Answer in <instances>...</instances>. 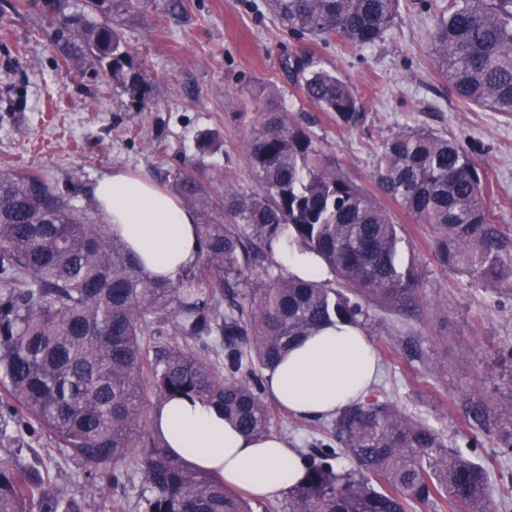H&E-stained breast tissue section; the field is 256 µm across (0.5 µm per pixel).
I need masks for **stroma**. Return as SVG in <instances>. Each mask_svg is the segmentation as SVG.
I'll use <instances>...</instances> for the list:
<instances>
[{"mask_svg":"<svg viewBox=\"0 0 512 512\" xmlns=\"http://www.w3.org/2000/svg\"><path fill=\"white\" fill-rule=\"evenodd\" d=\"M445 2L404 0L384 41L355 49L285 34L265 0H124L117 27L154 89L152 109L135 112L108 78L61 66L41 0H28L17 14L0 0V172L41 169L52 186L74 190L75 205L89 213L97 179L112 169L167 187L169 171L188 165L208 192L189 202L199 213L225 182L249 189L239 148L249 132L242 115L272 96L371 193L377 158L392 134L410 128L447 134L480 166L492 220L512 238V116L458 102L435 73L430 36ZM309 53L361 98L356 126L341 127L332 114L302 105L285 60ZM205 133L215 139L213 152L197 148ZM394 218L414 247L421 296L407 315L369 304L372 322L364 331L382 364L373 391L435 426L451 447L476 442L477 457L491 466L494 492L511 489L512 453L500 445L512 425L500 407L512 402V361L502 356L512 347V291L444 265L428 226L399 210ZM477 405L478 421L470 417ZM328 424L276 407L270 428L305 453L326 440ZM16 438L23 461L49 469L57 489L83 501L84 512H106L80 461L50 433L21 426Z\"/></svg>","mask_w":512,"mask_h":512,"instance_id":"obj_1","label":"stroma"}]
</instances>
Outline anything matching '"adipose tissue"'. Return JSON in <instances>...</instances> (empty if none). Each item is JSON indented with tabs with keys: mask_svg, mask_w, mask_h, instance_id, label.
Returning a JSON list of instances; mask_svg holds the SVG:
<instances>
[{
	"mask_svg": "<svg viewBox=\"0 0 512 512\" xmlns=\"http://www.w3.org/2000/svg\"><path fill=\"white\" fill-rule=\"evenodd\" d=\"M93 203L151 276L173 282L195 264V214L152 179L112 170L98 180ZM378 371L363 329L336 323L293 345L266 373L265 390L290 412L327 415L364 400ZM151 421L171 456L223 480L226 490L264 500L306 481V465L286 438L246 436L201 398L177 396L158 403Z\"/></svg>",
	"mask_w": 512,
	"mask_h": 512,
	"instance_id": "obj_1",
	"label": "adipose tissue"
}]
</instances>
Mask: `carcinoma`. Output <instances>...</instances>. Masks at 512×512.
I'll return each mask as SVG.
<instances>
[{"instance_id":"obj_1","label":"carcinoma","mask_w":512,"mask_h":512,"mask_svg":"<svg viewBox=\"0 0 512 512\" xmlns=\"http://www.w3.org/2000/svg\"><path fill=\"white\" fill-rule=\"evenodd\" d=\"M63 63L92 59L134 111L151 100L111 19L115 0H83L100 20L66 13L64 0H43ZM301 39H336L361 48L384 40L401 0H268ZM431 56L461 102L512 114V0H448ZM302 99L352 127L361 98L313 58L288 64ZM243 152L252 188L224 187L212 210L224 220L197 225L200 255L175 282L148 276L125 242L100 219L53 188L38 169L0 173V512H82L55 490L48 470L21 460L14 426L22 419L53 434L79 458L88 477L134 457L144 474V512H255L224 482L168 455L158 439L139 448L148 396L200 397L242 432L267 433L271 411L254 374L290 347L336 321L364 326V305L407 310L417 299L413 261H404L393 213L350 181L314 133L267 100L251 113ZM173 188L192 199L205 186L182 167ZM374 179L396 207L437 233L438 256L473 278L512 282L507 237L492 223L479 165L456 141L427 129L393 135ZM283 238L315 253L336 276L306 280L266 272L250 309L223 307L247 272L273 260ZM193 345L154 348L164 329ZM224 337V372L210 338ZM355 469L341 474L339 457ZM307 485L288 491L283 512H508L512 496L492 499L490 469L452 448L429 423L369 396L336 414L330 441L304 454ZM114 469L98 487L123 485Z\"/></svg>"}]
</instances>
